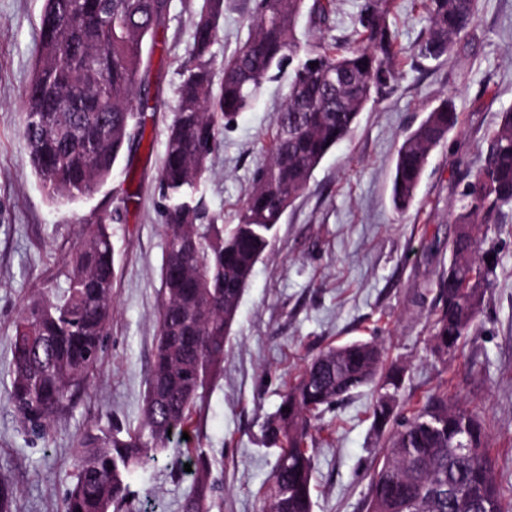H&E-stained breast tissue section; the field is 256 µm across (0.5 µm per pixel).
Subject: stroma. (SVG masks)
<instances>
[{
  "label": "stroma",
  "instance_id": "obj_1",
  "mask_svg": "<svg viewBox=\"0 0 512 512\" xmlns=\"http://www.w3.org/2000/svg\"><path fill=\"white\" fill-rule=\"evenodd\" d=\"M361 2L336 0L322 30L300 19L299 38L342 40L357 27ZM200 4L172 0L161 46L149 53L148 91L160 110L144 145L124 153L94 194L60 204L47 197L31 169L21 134L44 0H0V397L11 380L15 322L37 289L63 293L79 218L111 214L116 270L109 334L92 385L73 411L40 438L0 401V480L14 490L15 512H60L75 480L71 450L84 429H133L143 419L165 253L157 172ZM252 4L224 0L211 48L216 61L243 45ZM392 17L401 50L393 89L361 113L350 139L325 156L283 215L241 298L224 368L199 401L194 427L132 475L136 512H182L193 483L177 453L184 446L214 460L210 512H261L276 461L263 443L264 422L313 358L369 338L403 370L400 410L444 392L479 412L503 487L512 493V208L487 233L485 244L496 249L499 266L463 348L442 358L432 342L435 281L448 263L445 244L454 232L448 215L467 164L478 161L479 141L512 108V0H479L467 43L440 61L416 55L426 25L422 0H394ZM288 80V71L277 73L224 127L211 174L197 192L217 223L238 221ZM448 97L459 125L432 153L415 204L397 212L391 203L397 150L426 110ZM129 185L139 200L128 207L122 192ZM375 397L373 387H364L312 418L313 512H364L384 442L373 425Z\"/></svg>",
  "mask_w": 512,
  "mask_h": 512
}]
</instances>
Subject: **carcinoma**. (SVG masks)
I'll use <instances>...</instances> for the list:
<instances>
[{"label": "carcinoma", "instance_id": "obj_1", "mask_svg": "<svg viewBox=\"0 0 512 512\" xmlns=\"http://www.w3.org/2000/svg\"><path fill=\"white\" fill-rule=\"evenodd\" d=\"M390 6L391 0H363L359 28L343 48L296 36L302 15L315 26L325 24L332 0H254L247 40L218 65L211 46L224 0H202L159 169L165 255L143 422L126 433L90 428L77 439L75 483L62 512H124L132 473L167 450L168 432L183 433L192 425L197 399L223 368L240 300L282 216L398 73ZM169 7L170 0H45L22 136L51 200L94 192L110 179L124 147L141 144L146 113L157 111L141 90L144 46L163 26ZM424 8L418 56L440 59L467 36L478 0H425ZM294 60L268 160L256 171L238 223L229 229L201 223V206L192 196L207 180L224 121L250 107L273 69ZM458 123L448 97L404 137L392 175L397 212L412 205L430 153ZM466 177L460 205L449 213L455 230L448 238V267L436 282L440 307L432 338L442 356L462 347L496 274L498 259L488 260L495 251L481 250L480 234L512 206V110L500 113L483 139L479 165ZM110 220L106 213L79 219L83 231L70 254L67 289L61 296L40 294L15 324L6 402L35 434H45L74 409L100 359L116 278ZM474 273L482 282L478 288L468 287ZM402 385V370L384 368L382 349L372 340L330 347L314 358L284 395L281 407L290 411L263 425L277 455L263 512H312L310 419L368 386L377 392L374 426L383 430L394 421L396 429L372 470L366 512H512L481 416L445 392L397 422ZM459 443L467 451L457 452ZM181 453L194 476L182 512H209L211 459L200 448Z\"/></svg>", "mask_w": 512, "mask_h": 512}]
</instances>
